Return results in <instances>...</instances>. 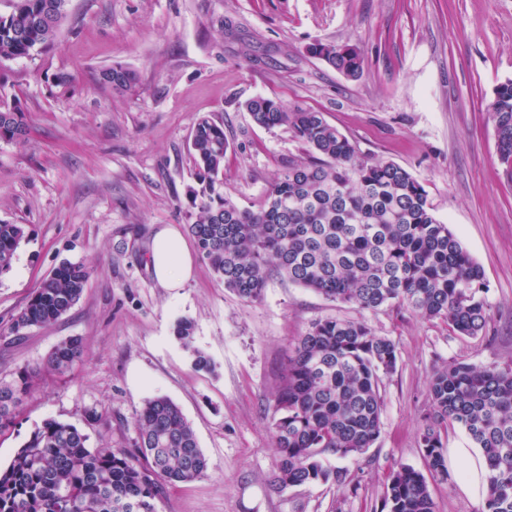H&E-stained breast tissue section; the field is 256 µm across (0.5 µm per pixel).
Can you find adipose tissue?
<instances>
[{"label":"adipose tissue","mask_w":512,"mask_h":512,"mask_svg":"<svg viewBox=\"0 0 512 512\" xmlns=\"http://www.w3.org/2000/svg\"><path fill=\"white\" fill-rule=\"evenodd\" d=\"M150 265L155 282L174 290L184 287L194 274L195 258L182 232L172 225L157 230L149 245ZM449 466H463L460 490L467 496L482 498L487 493L488 470L481 453L473 447L448 451Z\"/></svg>","instance_id":"obj_1"}]
</instances>
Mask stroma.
<instances>
[{
  "label": "stroma",
  "mask_w": 512,
  "mask_h": 512,
  "mask_svg": "<svg viewBox=\"0 0 512 512\" xmlns=\"http://www.w3.org/2000/svg\"><path fill=\"white\" fill-rule=\"evenodd\" d=\"M315 42L359 46L362 77L309 55ZM115 63L137 72L134 92L96 84ZM62 73L70 89L57 85ZM508 78L512 0H68L51 48L0 63V91L29 125L26 141L0 140V220L27 233L0 276V379L72 336L84 360L32 393L0 437V467L48 419L77 426L89 446L132 447L137 412L162 395L191 422L209 467L167 489L160 512H378L392 469H426L418 437L432 372L453 360L512 364V180L487 112ZM257 96L323 112L362 156L424 185L484 271L487 335L459 336L396 306L363 314L278 278L246 303L202 261L183 288L156 284L151 237L185 228L193 210L188 143L199 117L224 126V191L240 205L258 206L304 155L287 130L252 122L244 104ZM65 261L93 270L80 301L8 340L13 316ZM328 316L364 318L396 344L381 435L359 457L323 454L344 483L281 490L269 480L274 394L298 336ZM181 318L194 325L188 349L173 334ZM196 350L212 371L194 368ZM91 409L105 423H89Z\"/></svg>",
  "instance_id": "obj_1"
}]
</instances>
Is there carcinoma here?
<instances>
[{
    "instance_id": "1",
    "label": "carcinoma",
    "mask_w": 512,
    "mask_h": 512,
    "mask_svg": "<svg viewBox=\"0 0 512 512\" xmlns=\"http://www.w3.org/2000/svg\"><path fill=\"white\" fill-rule=\"evenodd\" d=\"M67 0H13L0 14V62L47 48L66 18ZM308 52L349 79L363 73L354 45L314 43ZM96 83L115 94L133 90L135 70L116 63ZM253 122L284 128L310 156L288 165L255 209L224 194V125L203 116L191 133L195 212L187 225L199 253L224 288L242 301L263 299L280 276L361 311L396 305L440 320L455 334L476 337L489 320L484 273L428 202L424 185L398 164L362 157L322 113L273 98L245 102ZM497 156L512 177V79L497 85L489 108ZM26 114L0 94V139L21 141ZM26 240L22 224L0 221V276L12 269ZM91 269L64 262L42 279L13 317L9 334L47 326L81 299ZM194 326L178 320L174 336L190 347ZM83 356L82 339L59 343L45 361L0 381V436L11 431L46 373L63 375ZM397 368L393 340L364 320L317 319L298 337L274 396L272 439L277 457L270 482L281 490L343 475L321 455L360 456L381 434L382 375ZM430 406L419 440L428 474L401 466L389 472L381 509L436 512L429 480L447 482L448 428L460 426L491 470L481 512H512V365L452 361L428 382ZM134 448H91L73 424L48 419L0 468V512H159L166 488L203 477L208 461L192 425L171 399L144 401L135 417Z\"/></svg>"
}]
</instances>
